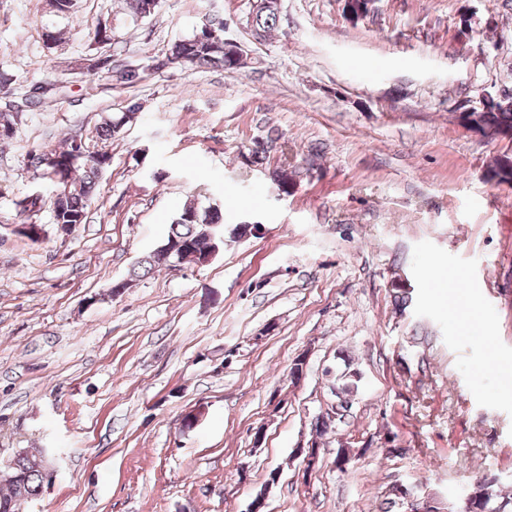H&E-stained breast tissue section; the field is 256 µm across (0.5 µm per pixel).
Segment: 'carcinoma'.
<instances>
[{"label":"carcinoma","instance_id":"cac0c4a2","mask_svg":"<svg viewBox=\"0 0 512 512\" xmlns=\"http://www.w3.org/2000/svg\"><path fill=\"white\" fill-rule=\"evenodd\" d=\"M81 0H48L52 12L60 18H71L80 8ZM159 7V0H124L125 14L133 21L153 16ZM375 10V0H345L346 19L355 23ZM281 9L276 0H261L253 5L247 17V25L253 35L262 39L273 31L280 20ZM118 38L114 25L96 26L92 40L101 41L110 46ZM247 54L240 50L234 59L224 48V18L210 16L192 35L174 42L167 54V61L185 68H220L229 74H238L246 67ZM95 73H105L118 84L131 85L143 78L144 70L134 62L115 64L112 56L95 59ZM59 87L51 83H36L32 91L12 103L0 106V137L3 143L12 139L15 127L27 113L41 109L45 101L58 93ZM139 106L134 104L119 116H110L95 127L96 138L108 141L118 134L137 113ZM465 119L479 127L491 139L498 135L512 134V94L499 98L492 96L484 99L482 106L463 107ZM49 153L59 161L53 166L40 169V178L51 187L49 195L32 194L17 203L22 223H32L33 216L43 209L50 211L55 225L82 224L87 217L91 194L98 180L110 167L111 155L103 150H90L82 137L75 135L67 139L60 150H38L29 153L33 162L39 155ZM485 178L497 185L512 187V150L498 155L485 171ZM220 225L226 231L222 209L218 204L200 208L188 203L179 210L171 224L164 244L176 249L168 255L161 249L152 251L140 258L133 266L130 275L144 277L156 268L171 260L198 261V254L211 248V225ZM360 376L354 372L343 375L342 383L333 388L337 399L336 410L327 414V418L315 424L316 437L328 433V420L344 418L350 412L352 397L358 391ZM6 488L0 487V512H14L10 504L24 492L30 499L42 491L45 481L43 472L26 457L17 456L10 460L3 478ZM497 480L484 477L472 485L470 497H463L448 508V512H512V496L496 490Z\"/></svg>","mask_w":512,"mask_h":512}]
</instances>
